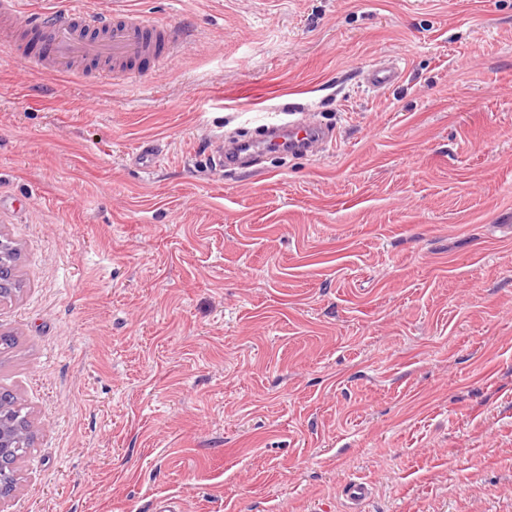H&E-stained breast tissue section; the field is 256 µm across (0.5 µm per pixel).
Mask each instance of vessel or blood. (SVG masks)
Here are the masks:
<instances>
[{"label": "vessel or blood", "instance_id": "vessel-or-blood-1", "mask_svg": "<svg viewBox=\"0 0 512 512\" xmlns=\"http://www.w3.org/2000/svg\"><path fill=\"white\" fill-rule=\"evenodd\" d=\"M0 36L27 65L84 72L88 65L116 77L146 60L163 62L175 49L176 37L166 24L134 10H91L85 0H67L61 9H33L28 0H0ZM396 64L373 62L365 71L372 87L400 80ZM332 137L321 127L296 119L268 126L258 139L225 146L217 159L229 169L245 168L251 154L308 153L327 147Z\"/></svg>", "mask_w": 512, "mask_h": 512}]
</instances>
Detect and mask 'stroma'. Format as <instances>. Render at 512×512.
<instances>
[{
  "label": "stroma",
  "instance_id": "stroma-1",
  "mask_svg": "<svg viewBox=\"0 0 512 512\" xmlns=\"http://www.w3.org/2000/svg\"><path fill=\"white\" fill-rule=\"evenodd\" d=\"M88 2L179 48L125 84L0 38L7 512H512V0ZM292 108L328 150L214 165ZM402 70L394 63L372 62L365 71V80L371 87H386L400 80ZM2 416L7 423L12 425L22 424L25 429V434L14 443L17 445L16 447H12L14 449L11 454L13 460L17 461L25 456L28 449L32 447L34 436L31 429V422L29 420L28 411L21 404L18 403L13 395H11V399L7 402L6 406L1 410L0 406V421ZM17 438V430L14 429L11 425L4 424L3 421L0 423V511L5 512L3 510V505L10 495H6V487L11 485L12 472H7L5 467V461L9 458L7 451L11 442ZM6 499V500H5Z\"/></svg>",
  "mask_w": 512,
  "mask_h": 512
}]
</instances>
